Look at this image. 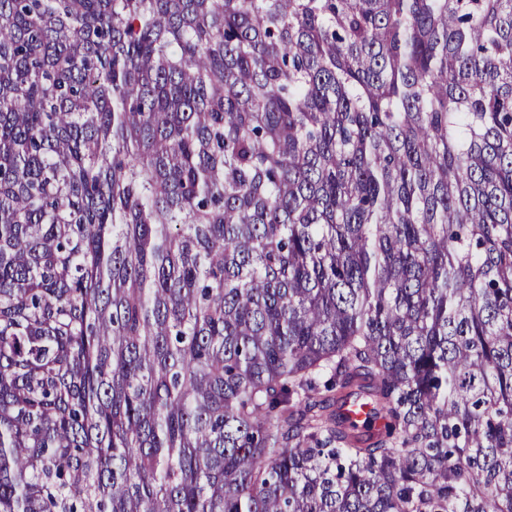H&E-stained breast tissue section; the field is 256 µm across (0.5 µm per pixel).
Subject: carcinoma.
<instances>
[{
    "instance_id": "1",
    "label": "carcinoma",
    "mask_w": 512,
    "mask_h": 512,
    "mask_svg": "<svg viewBox=\"0 0 512 512\" xmlns=\"http://www.w3.org/2000/svg\"><path fill=\"white\" fill-rule=\"evenodd\" d=\"M0 512H512V0H0Z\"/></svg>"
}]
</instances>
